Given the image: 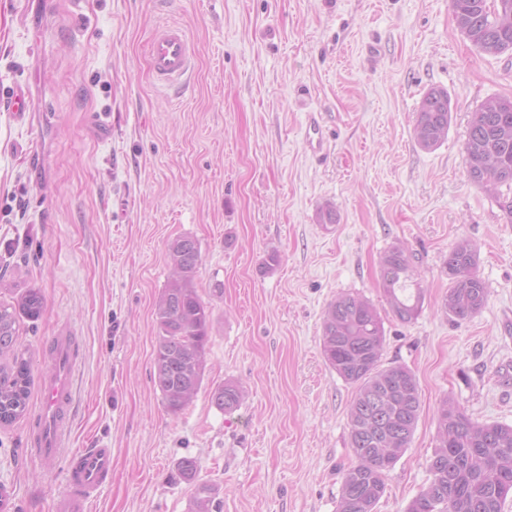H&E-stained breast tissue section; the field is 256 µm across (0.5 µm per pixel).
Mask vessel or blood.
<instances>
[{
  "instance_id": "obj_1",
  "label": "vessel or blood",
  "mask_w": 512,
  "mask_h": 512,
  "mask_svg": "<svg viewBox=\"0 0 512 512\" xmlns=\"http://www.w3.org/2000/svg\"><path fill=\"white\" fill-rule=\"evenodd\" d=\"M148 56L157 83L180 84L193 67L195 49L176 25H163L152 35ZM51 371L43 384V403L32 429L35 454L46 470L57 467L65 446L74 405V354L68 337H56L48 349ZM112 476L111 449L85 448L71 461L65 490L55 499L53 512H87L95 493Z\"/></svg>"
}]
</instances>
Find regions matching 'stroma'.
<instances>
[{
	"mask_svg": "<svg viewBox=\"0 0 512 512\" xmlns=\"http://www.w3.org/2000/svg\"><path fill=\"white\" fill-rule=\"evenodd\" d=\"M163 23L195 48L175 89L154 82L146 53ZM18 86L34 97L23 122L6 104ZM433 87L451 123L425 151L414 126ZM493 95L512 98V53L475 48L450 0H0V301L31 288L44 299L19 337L28 411L0 427V512H52L65 485V468L43 469L29 443L42 353L61 333L78 364L62 458L112 450L90 512H188L184 457L221 512H336L354 388L321 336L342 291L379 309L382 364L409 368L421 393L377 512H407L427 484L440 400L512 425V224L462 154L471 113ZM312 115L321 159L305 146ZM327 205L337 223L320 222ZM182 235L200 245L194 283L211 331L198 393L174 415L152 378L153 303ZM461 238L489 295L457 323L439 303ZM395 243L424 290L408 323L380 286L379 255ZM228 380L245 392L230 414L210 401Z\"/></svg>",
	"mask_w": 512,
	"mask_h": 512,
	"instance_id": "1",
	"label": "stroma"
}]
</instances>
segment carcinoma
Listing matches in <instances>:
<instances>
[{
  "label": "carcinoma",
  "instance_id": "obj_1",
  "mask_svg": "<svg viewBox=\"0 0 512 512\" xmlns=\"http://www.w3.org/2000/svg\"><path fill=\"white\" fill-rule=\"evenodd\" d=\"M459 32L479 51L493 56L512 47V0H451ZM451 120L448 92L429 89L421 100L414 128L418 145L433 150L448 139ZM469 181L494 195L506 223L512 224V99L490 97L472 113L464 142ZM173 275L154 305L158 336L153 348V381L172 414L184 410L202 381L205 347L211 328L210 311L199 297L194 275L200 247L190 236L167 244ZM382 288L392 314L414 320L422 293H407L413 255L397 243L379 255ZM470 240H458L445 267L450 285L441 308L456 321L471 319L486 305L488 289L476 270ZM43 297L30 289L17 305L0 301V425H10L27 412L32 372L18 349L17 312L40 316ZM384 326L368 300L341 292L323 314L321 348L325 361L355 387L348 413L349 444L355 463L343 474L336 512H375L385 493V475L407 451L421 410L419 384L407 367H384ZM243 388L227 381L211 393L219 410L231 413L241 405ZM435 446L427 461L428 483L407 512H503L512 496V425L473 422L452 401L436 408ZM192 486L189 512H220L215 487L197 478V464L184 457L177 464Z\"/></svg>",
  "mask_w": 512,
  "mask_h": 512
}]
</instances>
